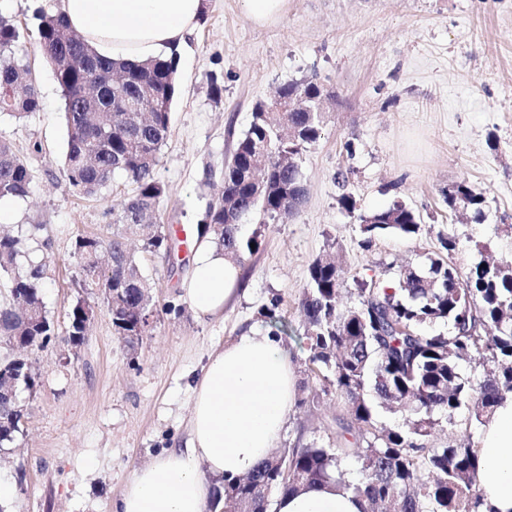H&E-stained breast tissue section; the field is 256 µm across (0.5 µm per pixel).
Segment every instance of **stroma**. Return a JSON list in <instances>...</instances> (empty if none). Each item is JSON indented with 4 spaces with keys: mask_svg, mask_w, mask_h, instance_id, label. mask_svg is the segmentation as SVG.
<instances>
[{
    "mask_svg": "<svg viewBox=\"0 0 512 512\" xmlns=\"http://www.w3.org/2000/svg\"><path fill=\"white\" fill-rule=\"evenodd\" d=\"M61 0H0V14L28 29L22 45L41 109L0 116V139L29 163L33 182L0 229L41 230L32 241L47 259L43 300L59 336L29 352L37 385L23 393L27 418L13 444L0 447L8 512H111L134 470L188 439L193 386L209 355L243 331L268 328L272 298L288 328L297 405L280 447L340 448L348 406L323 373L309 372L298 308L311 262L335 251L347 283L391 279L419 265L455 234L453 260L468 271L478 252L512 260V0H288L282 17L258 25L242 0H206L205 21L188 37L178 66L180 93L156 176L168 226L195 229L205 202L207 167L231 158L254 105L280 85L316 79L335 91L320 139L297 159L306 197L298 212L262 230L246 256L236 296L223 312L198 317L185 291L192 253L177 242L171 258L144 254L145 275L166 309L130 344L115 336L99 288L74 253L78 235H101L107 214L131 187L114 178L99 195L70 193L62 173L67 130L52 68L43 59L36 7ZM224 90L214 97L212 78ZM41 152H33V144ZM348 174L337 183V171ZM467 180L485 201L483 216L448 207V186ZM351 194L356 212L341 208ZM402 201L421 216L418 234L376 236L363 247L359 214ZM96 311L83 345L64 341L77 298Z\"/></svg>",
    "mask_w": 512,
    "mask_h": 512,
    "instance_id": "1",
    "label": "stroma"
}]
</instances>
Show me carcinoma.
Wrapping results in <instances>:
<instances>
[{
	"label": "carcinoma",
	"instance_id": "1",
	"mask_svg": "<svg viewBox=\"0 0 512 512\" xmlns=\"http://www.w3.org/2000/svg\"><path fill=\"white\" fill-rule=\"evenodd\" d=\"M39 43L51 65L64 100L67 127L64 173L72 191L91 196L118 175L131 186L103 237L79 235L75 254L83 273L104 296L115 335L132 343L148 335L158 313L153 285L137 255L125 242L122 227L139 228L140 252L169 256L173 238L161 224L158 206L166 194L157 178L158 152L170 128L178 94L180 55L140 63L100 55L70 28L61 12H36ZM24 31L0 15V113L24 117L40 110L39 90L17 48ZM324 86L314 79L289 82L276 97L317 98ZM322 112H271L268 103L254 106L246 132L237 140L232 160L211 168L205 184L218 179L222 192L207 199L197 237L208 238L224 256L241 265L260 245L261 227L296 209L304 195L297 157L321 137ZM32 174L26 158L0 139V200L26 198ZM448 206L459 204L483 214L482 197L465 181L444 193ZM245 219L259 224L245 238ZM368 245L392 231L419 232L420 216L395 202L371 215L360 216ZM39 227L25 234L0 235V277L7 279L11 302L0 304V345L18 342L45 348L55 342L47 316L43 288L45 259L33 254L28 241ZM358 303L341 308L345 287L342 269L328 252L309 266V278L299 307L304 316L308 364L332 371L336 396L347 400L352 424L344 431L355 442L377 431L373 401L403 416L395 429H384L364 448H356L360 478L344 479L346 448L316 444L284 448L269 455L247 476L221 479L208 507L228 512H269L274 493L294 494L336 480L367 502L365 512H472L480 500V469L469 444L431 448L427 437L448 416L474 402L471 423L482 426L494 408L512 394V262L475 261L463 276L457 265L431 257L420 267L401 266L388 282L356 281ZM41 312L40 322L25 321L20 303ZM89 303L79 298L68 312L66 343L74 347L87 320ZM448 323V334L424 328ZM478 357L490 365L483 380L461 376L459 361ZM26 409L0 399V447L21 432Z\"/></svg>",
	"mask_w": 512,
	"mask_h": 512
}]
</instances>
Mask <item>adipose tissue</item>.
Instances as JSON below:
<instances>
[{
  "label": "adipose tissue",
  "mask_w": 512,
  "mask_h": 512,
  "mask_svg": "<svg viewBox=\"0 0 512 512\" xmlns=\"http://www.w3.org/2000/svg\"><path fill=\"white\" fill-rule=\"evenodd\" d=\"M69 26L104 55L143 61L182 49L202 24L205 0H61ZM240 269L212 243L198 241L187 293L199 316L223 310ZM297 403L287 346L251 328L214 351L194 386L189 439L136 469L116 512H206L221 477L248 475L277 444ZM478 512H512V397L482 426ZM365 500L333 484L278 495L274 512H363Z\"/></svg>",
  "instance_id": "ef3b65f1"
}]
</instances>
